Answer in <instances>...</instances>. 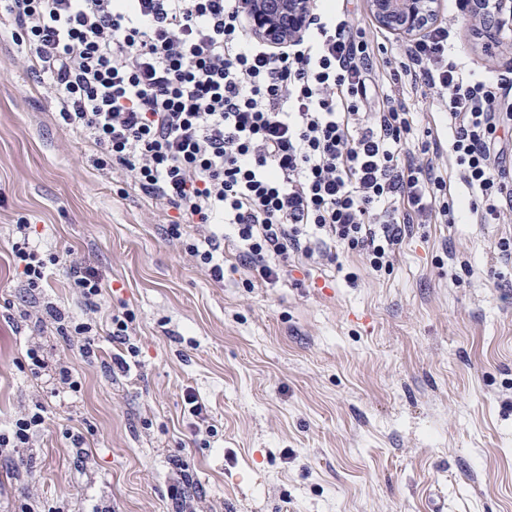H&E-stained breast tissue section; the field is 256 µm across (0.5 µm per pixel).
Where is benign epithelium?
<instances>
[{
	"label": "benign epithelium",
	"mask_w": 512,
	"mask_h": 512,
	"mask_svg": "<svg viewBox=\"0 0 512 512\" xmlns=\"http://www.w3.org/2000/svg\"><path fill=\"white\" fill-rule=\"evenodd\" d=\"M376 23L390 34L411 39L426 35L437 23L443 0H368ZM483 37L493 43L504 29L512 31V0H462ZM251 31L277 46L299 36L311 21V0H248Z\"/></svg>",
	"instance_id": "obj_1"
}]
</instances>
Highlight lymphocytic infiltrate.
<instances>
[{
  "label": "lymphocytic infiltrate",
  "instance_id": "obj_1",
  "mask_svg": "<svg viewBox=\"0 0 512 512\" xmlns=\"http://www.w3.org/2000/svg\"><path fill=\"white\" fill-rule=\"evenodd\" d=\"M246 0H0V33L53 89L58 120L87 139L100 169L129 176L176 210L166 232L232 225L266 283L280 258L326 259L336 247L389 269L415 220H512V71L483 78L448 58V28L414 40L389 71L433 89L449 152L477 199L454 197L428 162L438 141L404 101L377 95L369 44L347 8L312 0L296 40L272 46L247 27ZM11 255L29 290L58 255L41 257L26 225ZM46 425L34 403L0 431L23 448Z\"/></svg>",
  "mask_w": 512,
  "mask_h": 512
}]
</instances>
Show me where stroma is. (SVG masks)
<instances>
[{
    "label": "stroma",
    "mask_w": 512,
    "mask_h": 512,
    "mask_svg": "<svg viewBox=\"0 0 512 512\" xmlns=\"http://www.w3.org/2000/svg\"><path fill=\"white\" fill-rule=\"evenodd\" d=\"M348 9L367 41L404 49L367 0ZM440 21L476 75L512 69V48L488 46L451 0ZM432 102L425 88L406 95L444 144L434 163L471 197ZM169 213L97 169L0 37V429L32 402L47 411L28 447L0 456V512H174L178 491L197 512H430L437 494L443 512H512V263L496 249L512 222L413 225L381 273L343 247L319 262L292 254L273 283L240 257L231 225L211 224L218 282L167 236ZM19 224L41 256L67 250L104 275L97 313L65 265L27 290L11 257ZM51 304L97 321V364L57 332ZM118 310L138 347L124 373L107 368ZM32 344L49 367L79 368L81 391L23 368Z\"/></svg>",
    "instance_id": "obj_1"
}]
</instances>
